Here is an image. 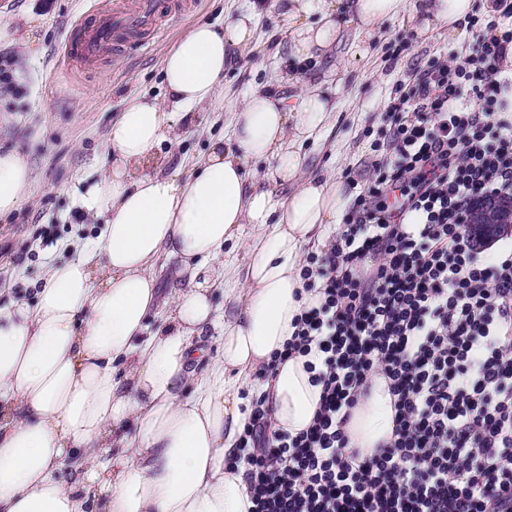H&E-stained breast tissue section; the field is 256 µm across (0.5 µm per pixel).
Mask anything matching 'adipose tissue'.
<instances>
[{
  "label": "adipose tissue",
  "mask_w": 512,
  "mask_h": 512,
  "mask_svg": "<svg viewBox=\"0 0 512 512\" xmlns=\"http://www.w3.org/2000/svg\"><path fill=\"white\" fill-rule=\"evenodd\" d=\"M478 5L495 10L493 0H288L292 50L306 61L337 44L341 6L368 40L406 12L422 16L423 29L455 34ZM258 16L251 8L221 26L194 23L168 50L167 104L126 103L108 134L112 168L81 198L104 220L99 242L51 263L35 304L0 305V512H251L243 472L224 462L249 419L242 390L283 350L301 312L303 258L326 248L354 198L343 181L305 174L295 148L328 129L336 105L318 89L291 104L257 91L189 171L151 163L175 124L213 101L231 56L250 49ZM251 160L267 162L265 178L247 180ZM268 179L291 193L275 197ZM34 183L21 151H0V220ZM165 261L187 282L163 303ZM221 287L220 310L212 291ZM210 328L223 350L199 373L194 342ZM306 362L288 358L261 386L275 429L291 435L307 429L320 401ZM393 415L384 380L372 379L348 426L351 447L388 441Z\"/></svg>",
  "instance_id": "1"
}]
</instances>
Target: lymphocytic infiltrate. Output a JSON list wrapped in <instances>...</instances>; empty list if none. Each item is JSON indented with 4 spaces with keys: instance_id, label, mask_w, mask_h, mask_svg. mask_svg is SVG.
I'll use <instances>...</instances> for the list:
<instances>
[{
    "instance_id": "lymphocytic-infiltrate-1",
    "label": "lymphocytic infiltrate",
    "mask_w": 512,
    "mask_h": 512,
    "mask_svg": "<svg viewBox=\"0 0 512 512\" xmlns=\"http://www.w3.org/2000/svg\"><path fill=\"white\" fill-rule=\"evenodd\" d=\"M464 59L389 99L373 179L330 248L302 268L315 296L286 355L315 354L321 399L297 434L251 402L254 512H512V247L480 256L468 217L512 197V30L472 21ZM385 379L389 441L347 425Z\"/></svg>"
}]
</instances>
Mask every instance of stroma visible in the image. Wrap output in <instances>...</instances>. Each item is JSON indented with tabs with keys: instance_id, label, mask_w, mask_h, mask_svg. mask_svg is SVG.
I'll return each instance as SVG.
<instances>
[{
	"instance_id": "stroma-1",
	"label": "stroma",
	"mask_w": 512,
	"mask_h": 512,
	"mask_svg": "<svg viewBox=\"0 0 512 512\" xmlns=\"http://www.w3.org/2000/svg\"><path fill=\"white\" fill-rule=\"evenodd\" d=\"M113 0H0V23L35 17L36 61L26 49H0L12 58L15 87L0 91V149L16 148L35 175L31 197L8 220L0 221V303L9 298L35 301L50 258H63L65 241L97 238L99 224L80 218L76 196L112 163L106 148L113 115L126 98L146 95L165 101L160 65L164 53L195 22L223 24L249 0H175L176 19L155 30L126 37L121 51L105 49L96 59L76 63L64 55L65 42L82 13L108 11ZM285 0H264L252 55L237 58L218 92L221 108L198 109L194 123H179L173 142L158 154L165 170L206 153L210 135H226L224 107L241 104L255 87L294 99L316 83L332 88L336 126L326 144H306L308 170L365 187L371 180L373 140L381 111L400 85L414 83L432 61L468 54L472 33L425 31L409 14L382 23L366 53L351 57L353 29L336 49L317 60L293 61Z\"/></svg>"
}]
</instances>
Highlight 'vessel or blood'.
Instances as JSON below:
<instances>
[{"mask_svg": "<svg viewBox=\"0 0 512 512\" xmlns=\"http://www.w3.org/2000/svg\"><path fill=\"white\" fill-rule=\"evenodd\" d=\"M160 9L159 0H135L131 8L100 13L76 23L77 35L69 39L65 51L74 60L88 61L103 47L121 48L124 34L155 26Z\"/></svg>", "mask_w": 512, "mask_h": 512, "instance_id": "b4317fda", "label": "vessel or blood"}]
</instances>
